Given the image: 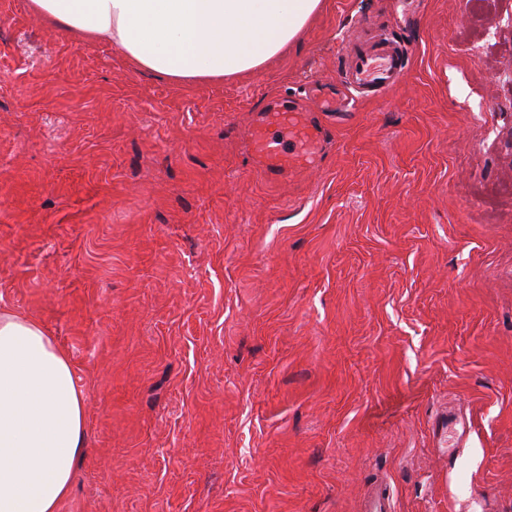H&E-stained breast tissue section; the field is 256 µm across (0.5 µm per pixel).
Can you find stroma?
Instances as JSON below:
<instances>
[{"label": "stroma", "instance_id": "1", "mask_svg": "<svg viewBox=\"0 0 512 512\" xmlns=\"http://www.w3.org/2000/svg\"><path fill=\"white\" fill-rule=\"evenodd\" d=\"M401 83L258 173L253 117ZM66 350L60 512H512V0H324L273 66L181 88L0 0V306ZM352 66L348 79L357 95H348L336 87L331 91L325 83L313 80L310 86V103L314 112L353 111L364 97H382L399 82L406 69V57L389 41H377L368 46H358L351 53Z\"/></svg>", "mask_w": 512, "mask_h": 512}]
</instances>
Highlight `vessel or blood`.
<instances>
[{
	"label": "vessel or blood",
	"instance_id": "1",
	"mask_svg": "<svg viewBox=\"0 0 512 512\" xmlns=\"http://www.w3.org/2000/svg\"><path fill=\"white\" fill-rule=\"evenodd\" d=\"M348 81L354 94L330 90L313 80L309 100L318 112H350L361 98L381 97L399 82L406 69L402 51L387 41L354 48ZM324 131L303 108L283 104L257 118L252 132V151L266 174L279 177L294 168L317 165L322 158Z\"/></svg>",
	"mask_w": 512,
	"mask_h": 512
}]
</instances>
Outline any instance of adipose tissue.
Returning <instances> with one entry per match:
<instances>
[{
  "label": "adipose tissue",
  "instance_id": "obj_1",
  "mask_svg": "<svg viewBox=\"0 0 512 512\" xmlns=\"http://www.w3.org/2000/svg\"><path fill=\"white\" fill-rule=\"evenodd\" d=\"M83 43L190 87L261 70L297 42L322 0H30ZM85 403L42 323L0 308V512H58L84 446Z\"/></svg>",
  "mask_w": 512,
  "mask_h": 512
}]
</instances>
